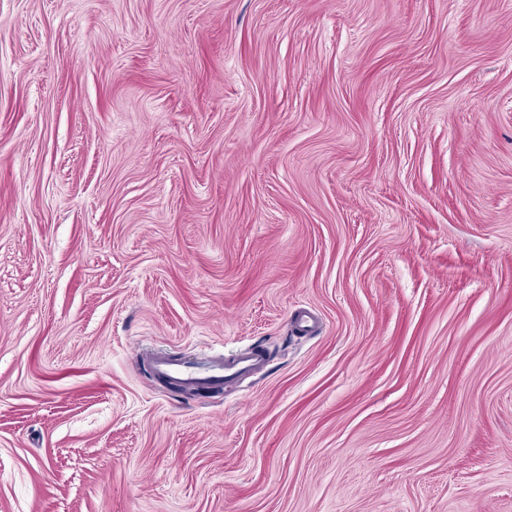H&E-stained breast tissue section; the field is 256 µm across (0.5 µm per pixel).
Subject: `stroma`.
Masks as SVG:
<instances>
[{
  "label": "stroma",
  "mask_w": 512,
  "mask_h": 512,
  "mask_svg": "<svg viewBox=\"0 0 512 512\" xmlns=\"http://www.w3.org/2000/svg\"><path fill=\"white\" fill-rule=\"evenodd\" d=\"M0 512H512V0H0ZM152 372L169 382L193 388L226 383L243 374L263 370V353L250 348L228 356L224 354L206 355L198 360H184L167 353L143 354Z\"/></svg>",
  "instance_id": "obj_1"
}]
</instances>
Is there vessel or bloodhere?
<instances>
[{
	"instance_id": "1",
	"label": "vessel or blood",
	"mask_w": 512,
	"mask_h": 512,
	"mask_svg": "<svg viewBox=\"0 0 512 512\" xmlns=\"http://www.w3.org/2000/svg\"><path fill=\"white\" fill-rule=\"evenodd\" d=\"M148 364L155 375L193 389L221 384L263 370L265 357L255 348L227 356L207 355L192 361L166 353H153L148 357Z\"/></svg>"
}]
</instances>
